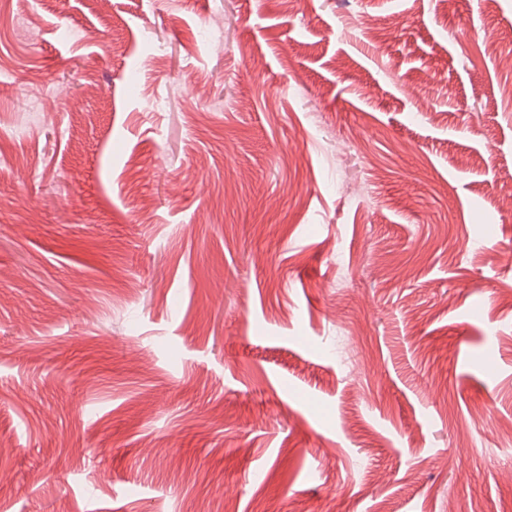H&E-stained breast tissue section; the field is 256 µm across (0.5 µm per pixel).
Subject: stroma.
Here are the masks:
<instances>
[{
	"label": "stroma",
	"mask_w": 512,
	"mask_h": 512,
	"mask_svg": "<svg viewBox=\"0 0 512 512\" xmlns=\"http://www.w3.org/2000/svg\"><path fill=\"white\" fill-rule=\"evenodd\" d=\"M509 85L512 0L0 6V512H512Z\"/></svg>",
	"instance_id": "35a3bbf8"
}]
</instances>
